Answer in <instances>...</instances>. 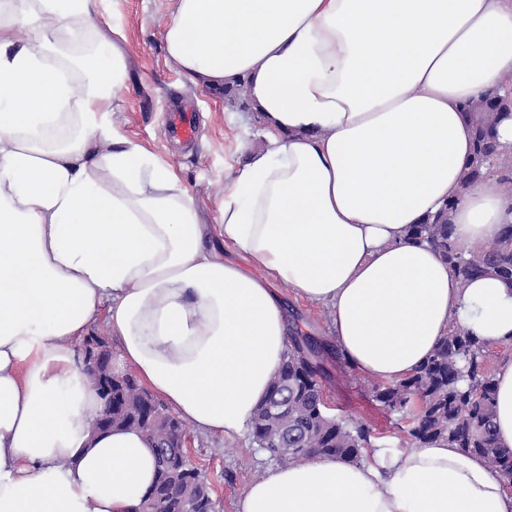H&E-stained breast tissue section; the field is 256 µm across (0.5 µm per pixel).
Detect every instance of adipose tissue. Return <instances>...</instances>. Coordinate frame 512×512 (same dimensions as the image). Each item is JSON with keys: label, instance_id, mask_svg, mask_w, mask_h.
<instances>
[{"label": "adipose tissue", "instance_id": "adipose-tissue-1", "mask_svg": "<svg viewBox=\"0 0 512 512\" xmlns=\"http://www.w3.org/2000/svg\"><path fill=\"white\" fill-rule=\"evenodd\" d=\"M171 2L168 62L209 90L247 80L266 130L215 224L115 125L127 63L96 0H0V512H131L153 484L142 432L94 428L79 348L97 322L121 368L224 437L247 431L288 351L277 285L327 307L348 361L385 384L453 322L512 341L511 286L461 283L407 238L449 202L464 243L512 222L495 181L460 189L463 106L512 80V0ZM494 383L512 449V359ZM234 512H512V494L441 440L270 465Z\"/></svg>", "mask_w": 512, "mask_h": 512}]
</instances>
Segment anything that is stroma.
<instances>
[{"mask_svg":"<svg viewBox=\"0 0 512 512\" xmlns=\"http://www.w3.org/2000/svg\"><path fill=\"white\" fill-rule=\"evenodd\" d=\"M170 0H115L114 20L125 35L121 46L128 64V88L114 119L132 140L145 145L180 174L204 223L216 221V201L228 183L229 166L266 143L264 127L248 114L229 110L224 96L194 86L166 60L164 34ZM194 106L199 121L192 140L170 138L167 114L177 103ZM289 332L303 330L330 339L328 309L280 286ZM322 382L332 415L369 426L375 446L396 448L408 422L387 413L373 394L375 381L348 365L330 366ZM190 452L215 489L217 512H233L236 499L264 470L265 454L254 452L248 438L206 436L188 429Z\"/></svg>","mask_w":512,"mask_h":512,"instance_id":"35a3bbf8","label":"stroma"}]
</instances>
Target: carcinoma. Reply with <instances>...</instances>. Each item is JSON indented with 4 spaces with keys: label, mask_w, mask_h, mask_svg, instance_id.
Instances as JSON below:
<instances>
[{
    "label": "carcinoma",
    "mask_w": 512,
    "mask_h": 512,
    "mask_svg": "<svg viewBox=\"0 0 512 512\" xmlns=\"http://www.w3.org/2000/svg\"><path fill=\"white\" fill-rule=\"evenodd\" d=\"M224 103L233 110L252 111L246 85L237 81L222 88ZM470 122L473 153L461 177V191L487 177L495 178L506 195L512 194L509 153L499 150L493 133L498 120L512 113V98L500 96L497 111L485 110V99L464 107ZM499 162L492 164L493 157ZM454 202L409 228L410 238L426 243L441 256L461 281L493 277L512 286V223L498 237L468 248L453 235L448 214ZM341 354L326 341L301 334L291 338L290 349L274 377L267 396L255 410L249 438L258 451L278 464L313 454L356 463L362 450L373 447L372 429L359 422L338 420L326 412L320 380L329 375L325 361ZM488 346L466 327L454 323L427 360L394 384L374 386L376 398L391 413L408 420L406 443L448 441L483 457L503 477H512V449L502 448L495 434L494 375L487 370ZM288 391V424L298 438L285 442L277 420L268 413L274 394ZM112 415V425L143 432L153 443L157 474L143 496L141 512H215L213 487L205 472L187 459L182 446L186 422L171 413L131 373L112 375V400H103L101 416Z\"/></svg>",
    "instance_id": "carcinoma-1"
}]
</instances>
